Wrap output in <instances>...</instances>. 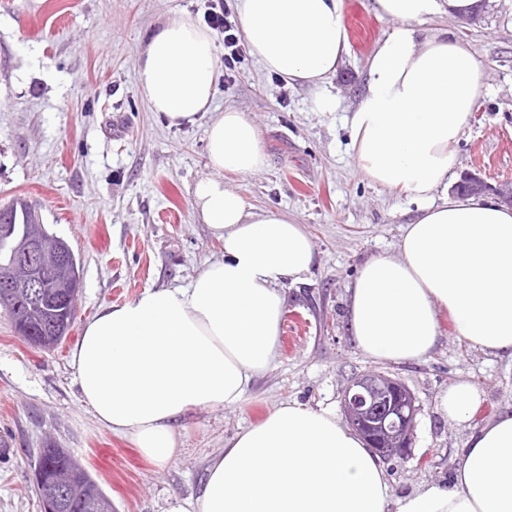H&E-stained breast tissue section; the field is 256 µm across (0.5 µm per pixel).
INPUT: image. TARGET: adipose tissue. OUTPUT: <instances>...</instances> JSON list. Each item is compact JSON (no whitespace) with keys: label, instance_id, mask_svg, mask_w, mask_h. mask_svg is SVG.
<instances>
[{"label":"adipose tissue","instance_id":"1","mask_svg":"<svg viewBox=\"0 0 512 512\" xmlns=\"http://www.w3.org/2000/svg\"><path fill=\"white\" fill-rule=\"evenodd\" d=\"M343 0H234L261 69L320 87L349 51ZM479 0H376L393 28L366 62V91L350 116L359 172L422 201L395 254L367 260L347 288L356 347L379 361L421 359L448 312L474 347L512 360V207L453 196L455 145L486 90L485 70L450 31L421 34L427 19H465ZM220 70L215 38L187 18L161 22L138 65L152 111L170 125L210 114L209 176L193 190L202 221L224 243L185 288H147L102 308L72 354L93 418L163 464L178 452L176 419L195 408L241 401L279 354L283 281H302L314 260L304 225L256 212L221 174L260 172L256 125L235 109L213 111ZM481 394L459 381L438 398L464 422ZM166 512H512V409L474 427L447 483L393 498L384 466L330 410L274 407L258 425L225 439L201 492L172 498Z\"/></svg>","mask_w":512,"mask_h":512}]
</instances>
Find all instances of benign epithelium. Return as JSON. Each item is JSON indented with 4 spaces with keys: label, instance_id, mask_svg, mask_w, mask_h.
<instances>
[{
    "label": "benign epithelium",
    "instance_id": "obj_1",
    "mask_svg": "<svg viewBox=\"0 0 512 512\" xmlns=\"http://www.w3.org/2000/svg\"><path fill=\"white\" fill-rule=\"evenodd\" d=\"M459 188L492 191L498 200L512 205V182L497 187L488 185L481 177L467 174ZM41 222L26 240L17 260L19 274L3 281L0 286L29 296L38 303L45 288L51 287L44 261ZM341 407L347 424L357 431L370 448L384 461L412 457V440L421 411L416 395L406 383L379 370H371L352 377L342 390ZM43 512H63L67 507L64 489L45 480L43 471L34 474Z\"/></svg>",
    "mask_w": 512,
    "mask_h": 512
}]
</instances>
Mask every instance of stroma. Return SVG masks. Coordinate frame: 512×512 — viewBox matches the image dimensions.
Listing matches in <instances>:
<instances>
[{"mask_svg": "<svg viewBox=\"0 0 512 512\" xmlns=\"http://www.w3.org/2000/svg\"><path fill=\"white\" fill-rule=\"evenodd\" d=\"M207 10V0H0V208L19 199L35 204L83 266L75 321L59 347L24 342L0 309V437L12 443L9 459L0 460V512H40L33 464L49 445L84 465L112 512H165L169 499L202 488L225 438L282 402L340 412L347 381L374 368L401 378L422 406L412 458L385 464L397 498L447 481L473 425L512 408V362L472 347L448 313L440 315L437 346L421 360H372L349 334L347 286L368 259L395 252L418 203L355 167L347 119L364 92L365 62L392 24L374 0H343L349 54L329 83L288 84L249 54L236 77L218 80L214 99L217 110L237 109L256 124L266 156L263 172H227L225 184L254 210L304 224L313 241L304 280L282 284L285 311L301 315L305 335L281 334L277 363L254 377L239 403L181 416L182 445L165 464L93 419L71 364L86 323L144 289L187 285L224 252L193 205L194 186L209 173L208 117L169 125L136 80L160 22L201 23ZM442 30L468 43L487 73L448 181L469 173L493 186L512 181V0H486L473 23L435 17L421 26L425 34ZM321 93L335 96V111H316ZM463 380L483 403L473 420L457 423L437 400Z\"/></svg>", "mask_w": 512, "mask_h": 512, "instance_id": "obj_1", "label": "stroma"}]
</instances>
